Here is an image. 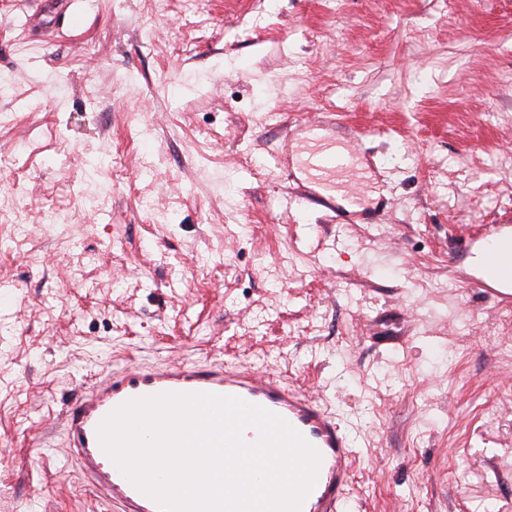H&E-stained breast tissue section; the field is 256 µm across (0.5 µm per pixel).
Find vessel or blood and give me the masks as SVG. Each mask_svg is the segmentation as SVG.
I'll return each instance as SVG.
<instances>
[{
    "label": "vessel or blood",
    "mask_w": 512,
    "mask_h": 512,
    "mask_svg": "<svg viewBox=\"0 0 512 512\" xmlns=\"http://www.w3.org/2000/svg\"><path fill=\"white\" fill-rule=\"evenodd\" d=\"M300 131L310 145L304 167L313 185L326 186L330 176L353 168V157L338 151L336 138L327 133L319 119L304 121ZM485 240L487 268L477 285L495 306L511 307L512 265H502L498 255L502 248L512 249V226L490 227ZM163 393L236 396L285 419L321 456L316 483L300 512H340L351 479L353 441L319 398L258 369L205 367L179 361L156 367L129 365L106 374L68 412L64 421L67 456L78 463L101 502L116 507L118 512H160L159 505L140 492L103 451L97 429L126 401Z\"/></svg>",
    "instance_id": "b4317fda"
}]
</instances>
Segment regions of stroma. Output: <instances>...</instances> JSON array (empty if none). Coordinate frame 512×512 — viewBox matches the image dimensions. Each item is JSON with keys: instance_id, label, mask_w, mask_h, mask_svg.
I'll return each mask as SVG.
<instances>
[{"instance_id": "35a3bbf8", "label": "stroma", "mask_w": 512, "mask_h": 512, "mask_svg": "<svg viewBox=\"0 0 512 512\" xmlns=\"http://www.w3.org/2000/svg\"><path fill=\"white\" fill-rule=\"evenodd\" d=\"M68 2L0 0V512H106L66 412L170 361L318 394L351 512H512V307L471 263L512 225V0ZM310 112L372 149L361 205L277 168Z\"/></svg>"}]
</instances>
